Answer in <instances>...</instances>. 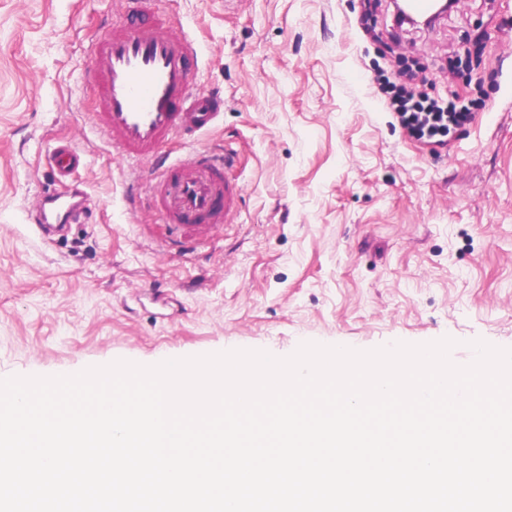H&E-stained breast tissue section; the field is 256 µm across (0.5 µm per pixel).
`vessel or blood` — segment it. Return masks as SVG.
<instances>
[{
    "label": "vessel or blood",
    "mask_w": 512,
    "mask_h": 512,
    "mask_svg": "<svg viewBox=\"0 0 512 512\" xmlns=\"http://www.w3.org/2000/svg\"><path fill=\"white\" fill-rule=\"evenodd\" d=\"M90 78L97 91L96 128L113 150L135 163L157 157L176 131L207 130L220 117V102L196 85L198 54L188 34L167 23L110 25L90 39ZM228 154H205L165 166L154 187L158 208L169 223H222L240 194L225 175Z\"/></svg>",
    "instance_id": "vessel-or-blood-1"
}]
</instances>
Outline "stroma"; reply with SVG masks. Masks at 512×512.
I'll use <instances>...</instances> for the list:
<instances>
[{"label":"stroma","instance_id":"35a3bbf8","mask_svg":"<svg viewBox=\"0 0 512 512\" xmlns=\"http://www.w3.org/2000/svg\"><path fill=\"white\" fill-rule=\"evenodd\" d=\"M201 50L218 124L163 157L214 148L241 188L228 224H167L93 124L85 46L124 0H0V378L154 365L301 344L371 350L455 340L512 348V0H461L391 40L369 0H154ZM412 62L432 98L469 106L446 143L407 135L379 71ZM359 67L366 83L351 82ZM67 143L83 163L56 173ZM76 195L48 240L31 213Z\"/></svg>","mask_w":512,"mask_h":512}]
</instances>
